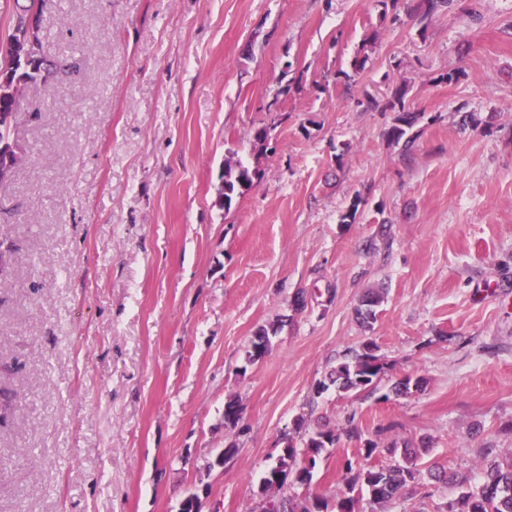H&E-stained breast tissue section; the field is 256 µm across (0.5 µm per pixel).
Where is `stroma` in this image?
I'll use <instances>...</instances> for the list:
<instances>
[{
	"instance_id": "1",
	"label": "stroma",
	"mask_w": 512,
	"mask_h": 512,
	"mask_svg": "<svg viewBox=\"0 0 512 512\" xmlns=\"http://www.w3.org/2000/svg\"><path fill=\"white\" fill-rule=\"evenodd\" d=\"M39 38L76 70L26 86L0 181V512H264L284 435L321 429L339 442L283 496L387 464L369 439L473 483L512 452V0L423 23L405 0H42ZM401 87L409 149L386 135ZM231 154L260 178L226 209ZM368 340L377 391L317 392ZM406 376L424 390L387 397ZM457 493L424 476L360 508ZM279 325L276 323L270 324L268 327L260 328L252 342V351L249 352V362L255 363L262 359L269 351L270 348V336H276Z\"/></svg>"
}]
</instances>
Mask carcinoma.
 Listing matches in <instances>:
<instances>
[{
	"label": "carcinoma",
	"mask_w": 512,
	"mask_h": 512,
	"mask_svg": "<svg viewBox=\"0 0 512 512\" xmlns=\"http://www.w3.org/2000/svg\"><path fill=\"white\" fill-rule=\"evenodd\" d=\"M450 2L452 0H408L407 10L423 23ZM12 12L13 31L7 42L0 46V168L7 166L11 169L19 161L11 139V127L20 111L23 90L27 85L38 82L59 83L73 69L66 60H46L37 35L40 22L38 0H25L23 3L13 0ZM404 95L405 89L399 88L394 93V100L389 102L390 109L399 108L401 112L388 129L387 138L395 144L401 142L404 148L409 149L414 139L407 136V130L412 128L417 115L404 111ZM256 178L257 170L242 161L224 162L219 192L224 209H230L233 201L252 188ZM381 300L378 291L370 290L364 295L358 309L363 322L376 318L374 307ZM278 329L279 325L273 323L256 332L248 356L250 362L255 363L268 353L270 337L276 335ZM377 351L378 346L373 341L362 344L358 350L348 351L330 373L331 384L344 392L376 390L385 370V363ZM424 383L422 378L404 377L395 382L392 392L397 396L406 395L413 388L423 387ZM240 419L238 401L228 399L224 404V427L235 428ZM339 439L340 435L331 429L317 431L305 441L303 460L300 461L294 437L285 438L282 453L261 478V493L266 496L277 494L290 477L301 485L310 484L317 457ZM421 454L420 448H406L403 451L405 463L368 468L355 467L347 459L343 463L344 489L336 497L327 499L314 495L296 503L282 499L276 512H360L358 503L365 497L381 508L400 497L409 485L419 479L421 470L417 468V459ZM444 512H512V454L490 460L481 468L478 482L461 485L458 495L446 502Z\"/></svg>",
	"instance_id": "carcinoma-1"
}]
</instances>
